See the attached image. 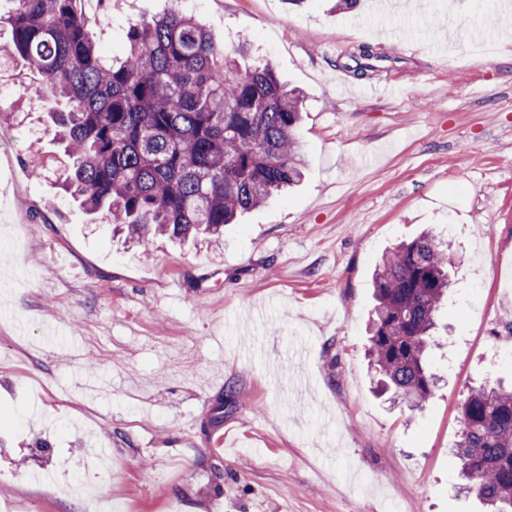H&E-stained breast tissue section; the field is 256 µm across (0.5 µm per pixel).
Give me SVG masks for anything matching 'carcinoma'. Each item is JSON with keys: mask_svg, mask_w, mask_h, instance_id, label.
Returning a JSON list of instances; mask_svg holds the SVG:
<instances>
[{"mask_svg": "<svg viewBox=\"0 0 512 512\" xmlns=\"http://www.w3.org/2000/svg\"><path fill=\"white\" fill-rule=\"evenodd\" d=\"M0 1L11 35L0 50L36 73L55 105L48 128L72 159L60 185L127 238L218 241L239 213L302 179L300 93L267 63L241 67L245 42L219 44L174 6L129 23L125 56L110 57L77 0ZM376 59L361 45L355 72ZM448 265L424 233L386 252L373 277L369 353L409 409L434 394L426 358ZM460 413L466 489L492 512H512V389H472Z\"/></svg>", "mask_w": 512, "mask_h": 512, "instance_id": "1", "label": "carcinoma"}]
</instances>
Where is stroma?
<instances>
[{
  "label": "stroma",
  "mask_w": 512,
  "mask_h": 512,
  "mask_svg": "<svg viewBox=\"0 0 512 512\" xmlns=\"http://www.w3.org/2000/svg\"><path fill=\"white\" fill-rule=\"evenodd\" d=\"M511 1L191 0L305 94L304 181L217 244L85 215L36 76L0 58V512H484L453 450L468 390L512 384ZM175 2L85 8L118 56L129 18ZM451 19L494 36L447 38ZM425 229L454 260L438 387L411 411L376 392L365 327L381 255Z\"/></svg>",
  "instance_id": "35a3bbf8"
}]
</instances>
